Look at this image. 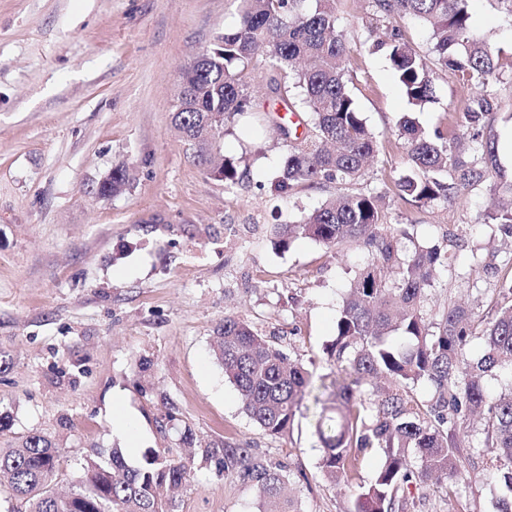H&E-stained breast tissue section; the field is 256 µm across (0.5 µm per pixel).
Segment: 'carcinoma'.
<instances>
[{
    "label": "carcinoma",
    "instance_id": "carcinoma-1",
    "mask_svg": "<svg viewBox=\"0 0 512 512\" xmlns=\"http://www.w3.org/2000/svg\"><path fill=\"white\" fill-rule=\"evenodd\" d=\"M236 27L181 72L174 121L195 154L211 162L214 114L224 123L252 111L244 72L258 55L268 60L271 90L291 94L281 99L290 112L303 114L307 133L288 144L275 188L291 194L300 183L319 181L348 185L365 171L379 150L352 94L348 68L350 48L338 26L335 0H239ZM379 18L409 16L430 27L436 62L459 79L485 89L499 80L500 63L474 32L469 0H369ZM373 48L388 57L409 104L418 110L433 101L434 71L393 29ZM492 105L489 95L472 98L462 112L461 137L470 142L468 155L453 149L441 131L430 136L412 118L398 124L408 171L395 183L397 195L423 205L450 203L462 192L493 178L496 156L484 144L482 127ZM217 172L224 183H239L243 173L231 158ZM130 187L128 169H112V195ZM509 198V205L485 215L512 237V182L490 184ZM383 196L341 193L297 224L275 227L276 244L286 250L299 238L329 247L352 245L365 253L350 294L343 300L327 361L344 367L349 380L336 383L335 415L322 408L317 431L323 443L319 468L331 482L351 484L366 453L380 452L382 464L373 481L358 485L351 512H401L399 493L460 474L458 424L476 412L487 415L481 460L482 474L504 489L499 512H512V392L490 396L484 378L512 369V303L497 309L483 329L482 354L470 355L473 313L452 305L427 321L424 301L437 267L448 260L447 246L417 244L407 253L401 240L407 225L389 224ZM213 355L224 376L241 396L246 415L265 432L290 428L310 385L311 373L292 363L280 344L258 334L243 318L227 315L214 330ZM398 333L404 342L390 341ZM423 384L428 399L413 390ZM197 460L237 474L250 483L262 512H300L282 493L285 470L256 454L246 442L224 438L221 448L197 449ZM63 453L47 437L33 433L10 448H0V474L9 477L11 496L24 512H175V494L186 484L191 463L153 451L137 466L128 465L119 448L105 461L88 458L79 490L68 498L53 491Z\"/></svg>",
    "mask_w": 512,
    "mask_h": 512
}]
</instances>
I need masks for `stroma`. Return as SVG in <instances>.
I'll return each instance as SVG.
<instances>
[{"label":"stroma","instance_id":"obj_1","mask_svg":"<svg viewBox=\"0 0 512 512\" xmlns=\"http://www.w3.org/2000/svg\"><path fill=\"white\" fill-rule=\"evenodd\" d=\"M238 6L0 0V411L14 419L0 448L27 434L50 438L64 454L58 493L78 487L86 458L115 448L133 466L151 449L188 456V430L193 444L218 447L231 437L280 463L299 512L353 504L354 488L329 483L318 468L315 424L337 372L323 349L364 254L307 238L284 252L273 244L275 225L298 221L340 188L303 183L286 198L271 190L286 141L271 113L264 57L245 72L253 115L227 125L221 141L247 170L238 184L212 177L172 121L179 71L235 25ZM335 6L354 97L381 143L358 188L384 196L387 223L410 225L406 248L459 238L428 291V315L459 304L489 319L512 262V240L482 221L495 195L481 185L420 207L395 189L406 170L400 118L414 115L429 133L454 128L483 89L440 67L433 102L413 111L387 57L369 45L397 26L427 57L430 30L409 17L375 21L368 0ZM471 21L504 65L484 131L496 146L512 129V13L501 0H471ZM118 165L129 169L131 188L98 196L96 185ZM228 315L247 318L311 371L290 431L259 428L213 358V331ZM117 398L141 431L138 445L112 419ZM462 430L471 484L429 485L405 512H497L499 488L474 471L485 422L470 417ZM177 512H258V500L246 481L197 465Z\"/></svg>","mask_w":512,"mask_h":512}]
</instances>
